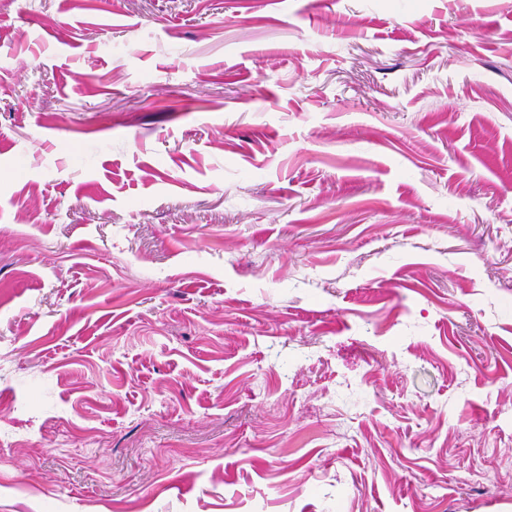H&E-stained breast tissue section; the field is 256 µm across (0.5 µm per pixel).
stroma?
I'll return each instance as SVG.
<instances>
[{"instance_id": "stroma-1", "label": "stroma", "mask_w": 512, "mask_h": 512, "mask_svg": "<svg viewBox=\"0 0 512 512\" xmlns=\"http://www.w3.org/2000/svg\"><path fill=\"white\" fill-rule=\"evenodd\" d=\"M0 512H512V0H0Z\"/></svg>"}]
</instances>
